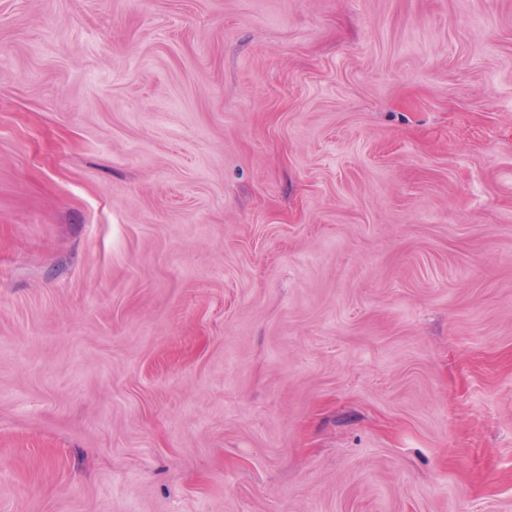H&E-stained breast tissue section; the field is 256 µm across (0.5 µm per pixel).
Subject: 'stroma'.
Wrapping results in <instances>:
<instances>
[{
    "label": "stroma",
    "mask_w": 512,
    "mask_h": 512,
    "mask_svg": "<svg viewBox=\"0 0 512 512\" xmlns=\"http://www.w3.org/2000/svg\"><path fill=\"white\" fill-rule=\"evenodd\" d=\"M0 512H512V0H0Z\"/></svg>",
    "instance_id": "1"
}]
</instances>
